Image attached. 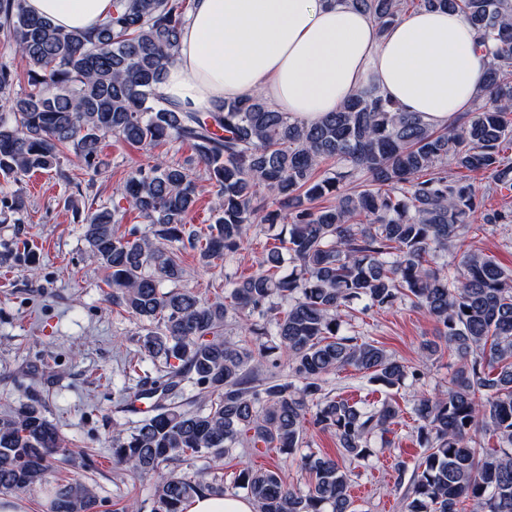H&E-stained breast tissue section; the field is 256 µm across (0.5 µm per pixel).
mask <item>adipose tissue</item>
Here are the masks:
<instances>
[{
  "label": "adipose tissue",
  "instance_id": "1",
  "mask_svg": "<svg viewBox=\"0 0 512 512\" xmlns=\"http://www.w3.org/2000/svg\"><path fill=\"white\" fill-rule=\"evenodd\" d=\"M113 0H24L65 29H89ZM487 58L460 14L402 13L379 31L349 0H194L163 90L206 112L259 94L291 117L314 121L372 84L403 111L450 123L474 103Z\"/></svg>",
  "mask_w": 512,
  "mask_h": 512
}]
</instances>
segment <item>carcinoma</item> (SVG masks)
Listing matches in <instances>:
<instances>
[{
	"label": "carcinoma",
	"mask_w": 512,
	"mask_h": 512,
	"mask_svg": "<svg viewBox=\"0 0 512 512\" xmlns=\"http://www.w3.org/2000/svg\"><path fill=\"white\" fill-rule=\"evenodd\" d=\"M384 29L404 11L463 15L489 55L466 121L436 127L403 112L368 85L337 112L314 122L272 109L259 94L214 110H185L162 91L191 0H115L91 30H65L32 15L24 0H0V35L26 62H0V215L25 210L14 185L32 171H53L82 193L65 168L101 173L109 135L136 146L188 143L218 203L201 247L187 229L199 195L195 173L161 160L136 169L121 188L151 234L120 232L119 207L88 210L83 237L112 288V304L141 324L137 360L118 388L120 412L149 400L153 414L112 437V460L141 475L159 474L152 512H183L201 492L224 494V478L161 474L162 465L232 449L303 447L308 426L336 435L342 455L372 456L403 409L384 399L357 408L325 391L347 367L393 389L421 373L347 329L345 311L408 302L436 324L426 343L458 359L444 393L415 396L409 408L421 460L407 512H512V270L469 241L471 224H511L512 212L486 207L472 179L489 174L493 190L512 189V0H349ZM21 92L15 87L21 81ZM275 197L276 208L262 190ZM332 197V204L313 202ZM258 222L272 230L247 276L224 274V299L203 300L182 286V251L228 264ZM288 273L281 272L285 262ZM238 319L243 338L224 337ZM285 357L287 374L261 381L256 354ZM208 393L191 407L187 386ZM496 437L484 448L476 436ZM61 436L43 407L25 404L0 418V492L42 486ZM307 491L286 485L275 468L239 471L256 512H356L350 474L338 460L300 458ZM95 493L75 479L52 488L51 512H93Z\"/></svg>",
	"instance_id": "obj_1"
}]
</instances>
